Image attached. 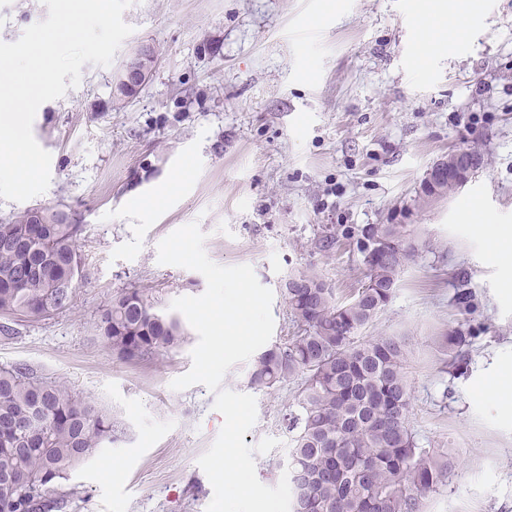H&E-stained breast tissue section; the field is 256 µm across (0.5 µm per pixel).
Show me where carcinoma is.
Masks as SVG:
<instances>
[{
    "mask_svg": "<svg viewBox=\"0 0 512 512\" xmlns=\"http://www.w3.org/2000/svg\"><path fill=\"white\" fill-rule=\"evenodd\" d=\"M82 225L63 207H37L0 220V317L40 321L70 309L84 277ZM356 239L367 282L338 303L315 273L281 284L292 335L254 359L248 384L272 388L303 377L297 409L284 414L292 434L285 464L291 512H422V500L446 484L453 458L423 446L409 423L411 385L405 342L364 339L363 329L392 300L400 271L418 253L406 224L325 226L314 246ZM458 308L477 312L465 279ZM98 329L123 360L165 352L184 337L179 319L139 288L114 296ZM477 331L446 338L448 366L468 371ZM119 423L87 396L24 364L0 365V512H60L75 489L71 472L117 439Z\"/></svg>",
    "mask_w": 512,
    "mask_h": 512,
    "instance_id": "cac0c4a2",
    "label": "carcinoma"
}]
</instances>
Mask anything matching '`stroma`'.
<instances>
[{
  "instance_id": "stroma-1",
  "label": "stroma",
  "mask_w": 512,
  "mask_h": 512,
  "mask_svg": "<svg viewBox=\"0 0 512 512\" xmlns=\"http://www.w3.org/2000/svg\"><path fill=\"white\" fill-rule=\"evenodd\" d=\"M419 0H133L131 34L112 65L85 64L78 86L37 110L32 132L51 155V181L24 202L0 199V219L63 204L83 226L85 276L71 309L17 321L0 364L66 381L117 418L120 438L71 474L65 512H206L212 485L198 465L222 415L201 384L173 390L198 341L122 360L99 335L102 307L140 288L162 310L202 295L199 272L158 262L171 232L198 222L216 264L251 265L273 292L272 342L292 332L281 284L312 271L348 300L366 280L355 241L317 250L325 225L409 224L418 255L363 334L406 342L410 425L453 456L447 483L423 512H512V410L481 385L512 368V263L494 259L478 227L512 226V0H475L453 49L418 60ZM42 0H0V41L46 19ZM158 63L129 100L112 97L115 67L141 42ZM478 147L488 164L464 187L420 203L430 166ZM480 301L485 332L470 372L454 377L445 336L474 318L454 303L458 277ZM233 366L225 389L253 394L244 441L279 440L255 457L277 485L291 446L282 416L300 380L271 389Z\"/></svg>"
}]
</instances>
